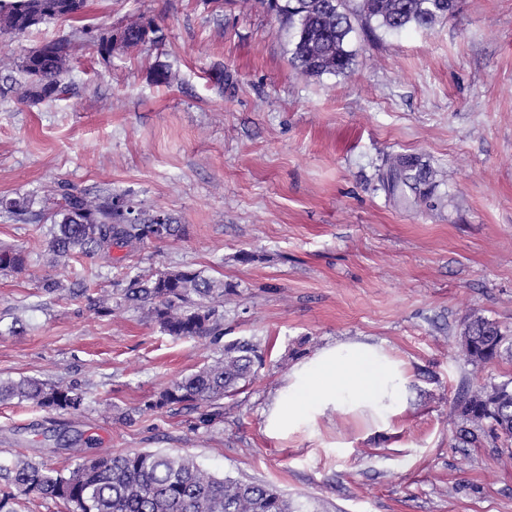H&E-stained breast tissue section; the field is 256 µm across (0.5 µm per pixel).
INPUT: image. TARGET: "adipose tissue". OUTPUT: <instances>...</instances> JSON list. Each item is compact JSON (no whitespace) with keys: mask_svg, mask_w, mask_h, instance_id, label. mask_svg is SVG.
Listing matches in <instances>:
<instances>
[{"mask_svg":"<svg viewBox=\"0 0 512 512\" xmlns=\"http://www.w3.org/2000/svg\"><path fill=\"white\" fill-rule=\"evenodd\" d=\"M411 386L407 363L385 341L329 343L291 367L263 411L264 432L274 439L315 434L338 414L368 438L408 410Z\"/></svg>","mask_w":512,"mask_h":512,"instance_id":"adipose-tissue-1","label":"adipose tissue"}]
</instances>
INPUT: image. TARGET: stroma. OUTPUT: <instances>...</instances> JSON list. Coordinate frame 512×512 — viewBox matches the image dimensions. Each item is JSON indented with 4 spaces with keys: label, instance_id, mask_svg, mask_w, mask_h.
<instances>
[{
    "label": "stroma",
    "instance_id": "1",
    "mask_svg": "<svg viewBox=\"0 0 512 512\" xmlns=\"http://www.w3.org/2000/svg\"><path fill=\"white\" fill-rule=\"evenodd\" d=\"M86 13L104 27L150 15L163 42L108 62L85 49L71 93L36 106L16 100L21 74L0 69V197L34 201L24 220L0 211V246L27 255L0 273V380L87 391L79 417L0 402V459L69 468L61 438L77 430L94 454H187L305 512H512V462L491 439L459 443L450 415L463 393L512 381V353L482 366L460 347L477 316L512 336V0H459L429 31L356 33L351 71L319 78L290 65V32L257 0H88ZM158 66L169 85L153 82ZM398 153L434 171L414 209L377 181ZM61 183L129 195L186 233L62 265L45 204ZM85 267L110 314L42 292ZM173 267L232 284L225 338L264 353L208 425L142 410L214 355L119 301L128 277ZM358 337L385 340L412 374L392 429L366 438L336 416L316 436L267 437L263 410L291 366Z\"/></svg>",
    "mask_w": 512,
    "mask_h": 512
}]
</instances>
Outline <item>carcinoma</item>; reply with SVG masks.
<instances>
[{
    "instance_id": "carcinoma-1",
    "label": "carcinoma",
    "mask_w": 512,
    "mask_h": 512,
    "mask_svg": "<svg viewBox=\"0 0 512 512\" xmlns=\"http://www.w3.org/2000/svg\"><path fill=\"white\" fill-rule=\"evenodd\" d=\"M87 0H0V36L16 38L41 24L61 18L81 19ZM292 32L291 64L302 74L320 77L343 75L351 69L354 22L369 31L408 28L430 30L452 16L457 0H260ZM83 24L66 35L27 51L3 66L25 75L16 88L17 101L38 105L68 92L65 77L75 51L91 44L108 62L117 50L162 41L154 21L143 26L133 21L118 42L112 31ZM384 191L399 206H417L431 192L433 170L414 153L399 154L379 174ZM27 196L0 198V208L16 215L31 212ZM48 248L65 262L82 255L112 252L113 246L134 248L155 240L157 217L165 219L161 241L178 240L185 227L167 212L147 211L125 195L108 191H75L59 185ZM24 252L0 250V271H20ZM82 276L78 292L91 306L107 310L106 300L89 293V277ZM235 290L189 268L168 269L150 276L137 275L120 289L124 303L140 310L161 333L177 339H207L217 355L198 370L181 376L145 404L144 410L187 409L204 422L224 418V399L239 391L255 365L263 361L259 345L249 339L223 342L224 316L213 300ZM461 347L475 364H489L512 349V338L484 318L467 322ZM87 392L75 383L25 377L0 381V400L28 403L41 410L78 416ZM456 410L469 426L458 432L464 444H476L490 433L512 442V385L481 386L457 400ZM75 464L68 472L35 462L23 455L0 462V512H19L20 500L38 496L62 501L68 512H300L276 489L255 482L217 477L200 467L190 455L163 451H127L89 457L85 449H71Z\"/></svg>"
}]
</instances>
